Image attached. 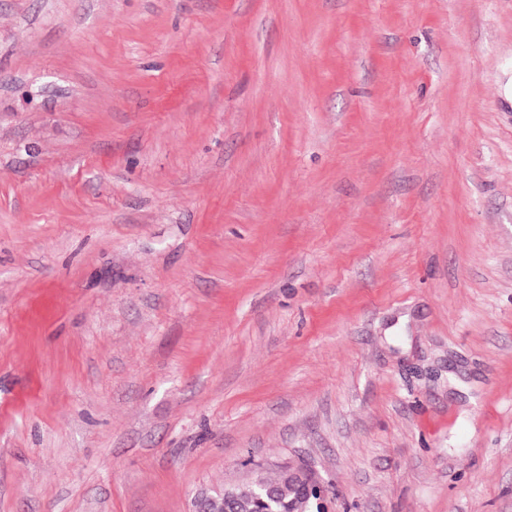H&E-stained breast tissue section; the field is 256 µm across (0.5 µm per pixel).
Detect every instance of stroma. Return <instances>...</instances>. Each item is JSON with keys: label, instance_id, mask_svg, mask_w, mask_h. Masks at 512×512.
<instances>
[{"label": "stroma", "instance_id": "35a3bbf8", "mask_svg": "<svg viewBox=\"0 0 512 512\" xmlns=\"http://www.w3.org/2000/svg\"><path fill=\"white\" fill-rule=\"evenodd\" d=\"M512 512V0H0V512ZM288 478L284 473L279 470L274 477H269L263 474V467H257L256 476L247 484L243 490L238 489L241 499V509H250L255 512L252 498L250 499L249 492L252 488L259 486L271 487L275 490L279 497V506H274L273 510H279L286 507L293 512H312L316 510L314 503L308 499L305 491L297 489L290 483L301 485L303 488L308 487L311 492L317 495L316 502L321 506V510L329 511L328 506V492L327 487L322 477L311 466H306L303 463H286L281 466ZM245 489V491H244ZM258 494L255 493V497ZM257 503L262 510L259 512H274L271 507L272 494L266 490L264 494L257 496ZM238 485H229L224 486V492L221 493L219 489H200L196 492L193 498V508L192 512H222V511H214L211 510L209 505L210 503H217L219 499L222 500V507L224 512H236L239 510V502L237 499H232L230 501L225 500L224 497H230L232 495V487Z\"/></svg>", "mask_w": 512, "mask_h": 512}]
</instances>
